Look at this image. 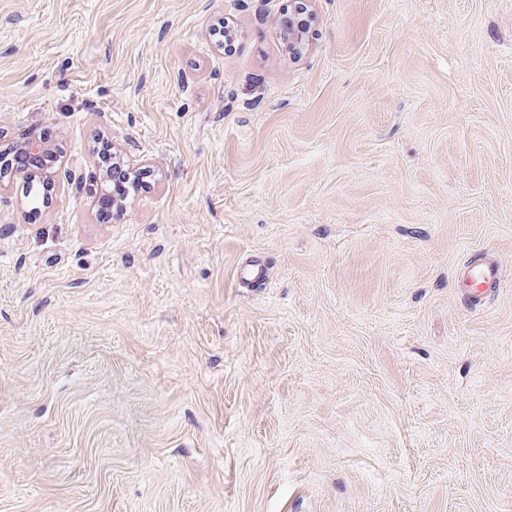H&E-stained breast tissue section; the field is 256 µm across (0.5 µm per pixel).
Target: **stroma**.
<instances>
[{
  "instance_id": "35a3bbf8",
  "label": "stroma",
  "mask_w": 512,
  "mask_h": 512,
  "mask_svg": "<svg viewBox=\"0 0 512 512\" xmlns=\"http://www.w3.org/2000/svg\"><path fill=\"white\" fill-rule=\"evenodd\" d=\"M288 5L0 0V512H512V0ZM291 20H293V24ZM279 37L285 46H288V53L293 57L301 56L308 49L309 36L307 29L295 23L291 16H288V29L282 27L279 31ZM24 148V149H23ZM51 152V149L43 144L42 142L31 139L25 141L22 147L12 148L10 153V159H8L7 170H16L19 172H32L45 170L50 166L52 159L46 154H33ZM111 160L113 162V164L115 163H119L120 165H122L123 167L126 166L127 167V170L129 171L130 169H133V160L131 158H129L127 156V160L124 158L123 155H121V153H119V155L117 156V154L115 153V155L113 156L112 154V158L110 160H105V161H100L98 160V169H99V174L97 177H93L89 183H87L85 185V193H86V196L87 198L89 199H95L97 196L103 194L104 192L107 191V188H108V168L110 166V163H111ZM500 267L494 261L476 256L463 266L459 281L461 288H474L477 293H488L499 281ZM482 288L484 290H480Z\"/></svg>"
}]
</instances>
